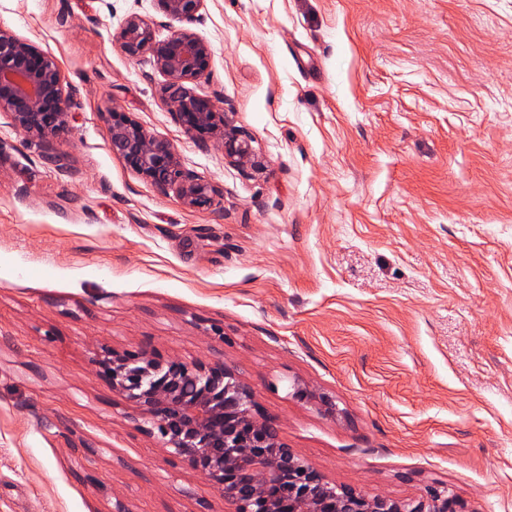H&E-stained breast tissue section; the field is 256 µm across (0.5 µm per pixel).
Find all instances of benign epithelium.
<instances>
[{
    "label": "benign epithelium",
    "instance_id": "benign-epithelium-1",
    "mask_svg": "<svg viewBox=\"0 0 512 512\" xmlns=\"http://www.w3.org/2000/svg\"><path fill=\"white\" fill-rule=\"evenodd\" d=\"M180 22L199 20L203 0H160ZM117 43L132 60L146 56L166 78L163 98L174 120L203 144L217 142L224 160L255 167L251 140L228 113L193 83L207 71L209 43L190 28L156 37L151 23L125 18ZM77 90L56 60L34 41L0 28V112L14 128L42 142L68 129ZM109 148L163 193L192 208H209L218 190L180 162L171 143L146 131L128 113L107 111ZM112 388L136 407L165 447L209 482L224 489L225 512H462L446 489L415 498L371 495L338 485L288 447L259 413L255 393L224 363H161L142 354L112 353L103 361Z\"/></svg>",
    "mask_w": 512,
    "mask_h": 512
}]
</instances>
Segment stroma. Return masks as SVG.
Instances as JSON below:
<instances>
[{
    "mask_svg": "<svg viewBox=\"0 0 512 512\" xmlns=\"http://www.w3.org/2000/svg\"><path fill=\"white\" fill-rule=\"evenodd\" d=\"M132 14L179 27L159 0H0L79 90L51 144L0 113V512H224L100 365L146 350L232 366L336 484L512 512V0H204L198 87L259 170L175 122L116 42ZM111 108L214 204L113 156Z\"/></svg>",
    "mask_w": 512,
    "mask_h": 512,
    "instance_id": "1",
    "label": "stroma"
}]
</instances>
